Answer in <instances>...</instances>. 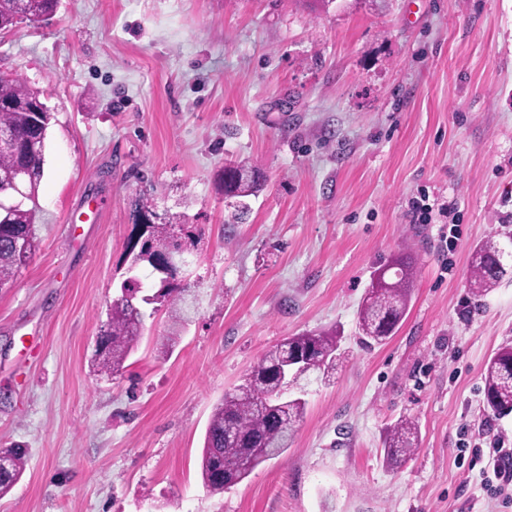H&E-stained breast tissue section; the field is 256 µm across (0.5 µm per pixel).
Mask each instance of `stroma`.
<instances>
[{
  "label": "stroma",
  "mask_w": 512,
  "mask_h": 512,
  "mask_svg": "<svg viewBox=\"0 0 512 512\" xmlns=\"http://www.w3.org/2000/svg\"><path fill=\"white\" fill-rule=\"evenodd\" d=\"M17 75L53 119L38 247L0 289V445L29 452L0 512H512L458 462L462 428L512 441V415L483 408L512 275L467 287L473 248L512 234V0H60L0 34V76ZM231 157L266 179L235 224ZM143 196L195 225L201 305L169 355L166 308L147 317L106 377L91 360L122 281L155 286L127 256ZM422 198L457 203L452 269ZM395 259L417 270L409 312L370 346L358 305ZM332 326L342 357L290 389L308 407L287 455L207 492L225 391ZM404 416L420 445L392 466L382 440Z\"/></svg>",
  "instance_id": "1"
}]
</instances>
